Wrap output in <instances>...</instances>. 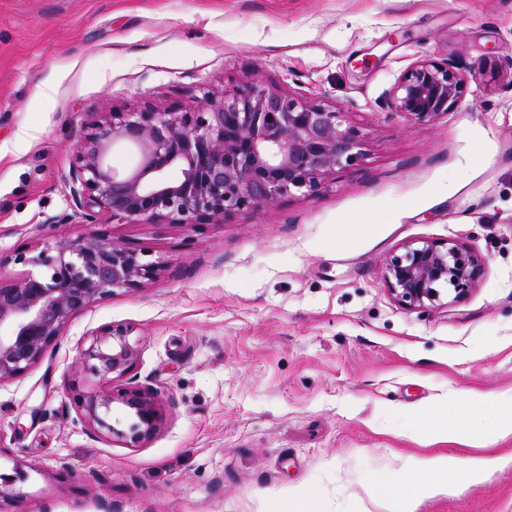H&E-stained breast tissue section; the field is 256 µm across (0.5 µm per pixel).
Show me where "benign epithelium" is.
Listing matches in <instances>:
<instances>
[{
  "label": "benign epithelium",
  "mask_w": 512,
  "mask_h": 512,
  "mask_svg": "<svg viewBox=\"0 0 512 512\" xmlns=\"http://www.w3.org/2000/svg\"><path fill=\"white\" fill-rule=\"evenodd\" d=\"M464 76L451 59L421 60L404 71L389 105L418 122L450 110ZM117 142L136 145L137 165L114 175L106 156ZM363 136L346 114L324 104L251 85L204 93L192 109L105 112L85 129L70 172L81 223L109 217L124 224H222L294 191L318 192L354 165ZM16 264L40 267L0 285V382L35 366L65 327L94 302L155 280L159 262L102 234L19 252ZM486 258L456 241L407 242L385 263L384 286L406 311L461 300L477 288ZM131 329L101 327L80 352L101 388L81 400L102 435L139 448L162 428L157 397L114 388L138 357Z\"/></svg>",
  "instance_id": "obj_1"
}]
</instances>
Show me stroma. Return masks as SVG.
Masks as SVG:
<instances>
[{"mask_svg": "<svg viewBox=\"0 0 512 512\" xmlns=\"http://www.w3.org/2000/svg\"><path fill=\"white\" fill-rule=\"evenodd\" d=\"M463 93L417 122L386 101L424 59ZM52 82L49 99L38 86ZM346 112L357 163L220 224H59L85 128L103 112L195 107L242 83ZM95 231L150 252L156 280L76 316L0 382V512H512V0H0V282L19 251ZM487 259L466 298L403 310L383 284L407 242ZM130 327L127 387L156 394L161 431L103 436L75 394L79 354ZM476 390L467 444H428L417 412ZM508 455L479 484L425 496L410 457Z\"/></svg>", "mask_w": 512, "mask_h": 512, "instance_id": "obj_1", "label": "stroma"}]
</instances>
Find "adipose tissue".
<instances>
[{"label": "adipose tissue", "mask_w": 512, "mask_h": 512, "mask_svg": "<svg viewBox=\"0 0 512 512\" xmlns=\"http://www.w3.org/2000/svg\"><path fill=\"white\" fill-rule=\"evenodd\" d=\"M486 403V398L474 393L455 398L446 405L443 413L426 418V435L436 443L463 442L469 408ZM495 464V458L487 456L437 455L412 461L409 478L420 481L422 492L433 493L447 489L452 482L460 486L471 484L491 471Z\"/></svg>", "instance_id": "1"}]
</instances>
